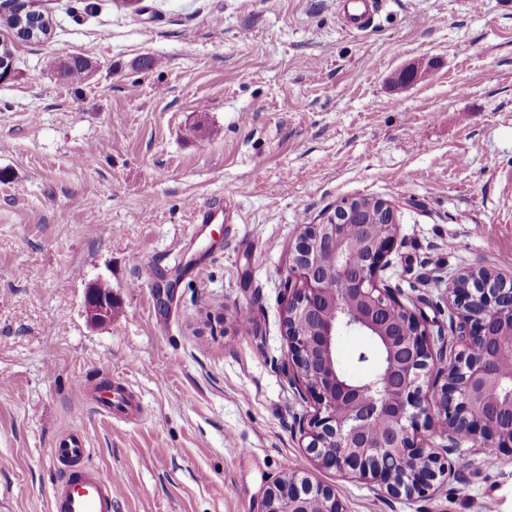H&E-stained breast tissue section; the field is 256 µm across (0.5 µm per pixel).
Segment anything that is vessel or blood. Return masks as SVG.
I'll return each mask as SVG.
<instances>
[{"label": "vessel or blood", "mask_w": 512, "mask_h": 512, "mask_svg": "<svg viewBox=\"0 0 512 512\" xmlns=\"http://www.w3.org/2000/svg\"><path fill=\"white\" fill-rule=\"evenodd\" d=\"M374 0H339V13L348 31L362 32L368 29ZM78 395L91 399L94 410L101 416L123 419L136 416L139 404L122 386L90 388L86 381H78ZM82 429L72 428L58 435L51 448L54 462L70 466L67 479L59 484L52 496L51 512H115L113 502L114 477H106L94 468L83 466L90 450Z\"/></svg>", "instance_id": "1"}]
</instances>
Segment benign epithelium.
I'll return each instance as SVG.
<instances>
[{
	"mask_svg": "<svg viewBox=\"0 0 512 512\" xmlns=\"http://www.w3.org/2000/svg\"><path fill=\"white\" fill-rule=\"evenodd\" d=\"M379 224H360L363 200L342 201L319 224H301L288 246L283 311L288 366L314 413L303 428L316 465L378 485L393 497H425L447 475L448 454L466 445L512 447V275L485 267L456 274L448 287L454 360L381 272L397 235L394 205L369 200ZM94 323L110 321L112 290L94 287ZM375 337L382 358L355 383L336 370L342 335ZM438 429L444 443L426 432ZM261 512H346L336 490L289 473L267 489Z\"/></svg>",
	"mask_w": 512,
	"mask_h": 512,
	"instance_id": "7a95c632",
	"label": "benign epithelium"
}]
</instances>
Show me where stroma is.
<instances>
[{"label":"stroma","instance_id":"obj_1","mask_svg":"<svg viewBox=\"0 0 512 512\" xmlns=\"http://www.w3.org/2000/svg\"><path fill=\"white\" fill-rule=\"evenodd\" d=\"M21 7L46 38H16ZM1 39L0 512H50L72 427L118 476L116 512H260L291 472L348 512H512L507 449L450 456L412 501L315 468L281 322L289 242L345 199L395 204L383 277L434 328L457 272L512 269V0H376L357 34L336 0H0ZM70 55L74 83L53 70ZM81 378L142 417H101ZM91 293H95L98 296V306L89 308L88 316L94 323L104 324L110 321V309L106 303V300L112 299V290L109 288L102 287H91Z\"/></svg>","mask_w":512,"mask_h":512}]
</instances>
